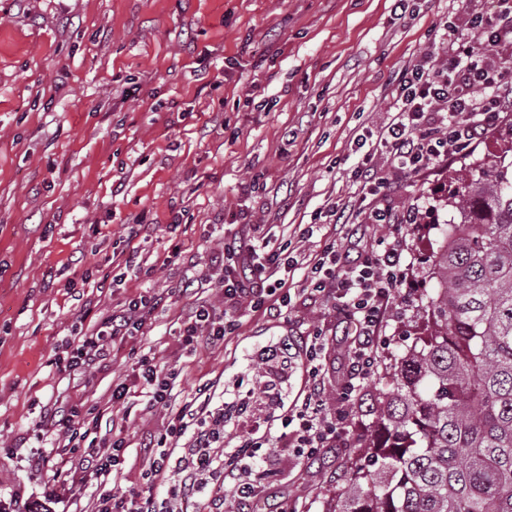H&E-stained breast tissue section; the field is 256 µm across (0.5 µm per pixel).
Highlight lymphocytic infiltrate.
Instances as JSON below:
<instances>
[{
  "instance_id": "lymphocytic-infiltrate-1",
  "label": "lymphocytic infiltrate",
  "mask_w": 512,
  "mask_h": 512,
  "mask_svg": "<svg viewBox=\"0 0 512 512\" xmlns=\"http://www.w3.org/2000/svg\"><path fill=\"white\" fill-rule=\"evenodd\" d=\"M442 40L448 53L439 62L425 59L399 73L390 119L374 133L376 150L361 156L352 170L363 194L378 195L388 185L376 168V153L385 154L393 172L411 178L497 130L504 109L512 108V71L507 68L512 62V0H497L490 15L467 14L464 25H448ZM415 220L409 212L369 207L364 221L374 229L370 243L344 249L331 243L303 263L253 243L214 256L212 266L224 271V306L204 301L191 306L179 330L184 344H222L244 305L281 316L292 302L288 279L299 270L310 295L332 299L342 331L352 339L343 372L331 379L324 364L330 340L324 328L314 327L297 346L305 376L300 394L275 418L257 416L230 430L224 408L235 404L237 395L216 394L205 382L190 400L177 402L175 369L140 359L131 382L113 385L111 401L124 403L137 387L146 409L166 412V426L149 437L142 470L150 485H167L168 496L157 501L105 490L96 497L97 512H174L178 500L193 503L196 512H224L231 505L245 510L277 472L274 444L302 459L343 447L349 403L374 374L386 342L383 331L410 266L398 233ZM169 301L164 290L128 300L60 356L63 371L89 379L111 358L116 344L141 335ZM35 427L45 438L28 455V467L52 470L53 484L37 496L0 499V512H58L59 504L82 499L91 480L120 473L128 446L124 428L107 419L100 405H52Z\"/></svg>"
}]
</instances>
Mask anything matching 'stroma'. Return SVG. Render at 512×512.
I'll list each match as a JSON object with an SVG mask.
<instances>
[{
  "instance_id": "stroma-1",
  "label": "stroma",
  "mask_w": 512,
  "mask_h": 512,
  "mask_svg": "<svg viewBox=\"0 0 512 512\" xmlns=\"http://www.w3.org/2000/svg\"><path fill=\"white\" fill-rule=\"evenodd\" d=\"M457 13L456 0H411L404 13L393 0H0V490L51 484V471L21 460L41 444L33 423L46 405L66 396L109 407L113 384L144 355L178 369V400L209 381L241 396L226 420L255 413L266 347L333 327L330 300L306 304L295 275L286 318L243 310L223 344L190 352L179 336L184 309L222 298L213 287L187 290L188 281L257 224L270 249L288 240L296 253H319L331 225L309 239L301 230L334 204H360L355 139L383 125L396 75L438 53ZM505 136L498 129L421 176L394 179L381 197L418 211L404 229L408 297L389 313L382 366L355 400L348 447L312 460L278 450L279 474L253 512L284 500L323 512L328 490L344 485L371 404L393 388L384 365L421 329L414 311L433 286L425 273L437 228L452 216L446 189L478 179L476 160L502 154ZM135 224L154 230L134 238ZM134 249L139 272L125 265ZM162 288L171 303L143 334L88 386L69 385L58 349ZM129 411L116 486L140 492L139 436L162 429L166 415L138 401Z\"/></svg>"
}]
</instances>
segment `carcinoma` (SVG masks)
<instances>
[{"label": "carcinoma", "mask_w": 512, "mask_h": 512, "mask_svg": "<svg viewBox=\"0 0 512 512\" xmlns=\"http://www.w3.org/2000/svg\"><path fill=\"white\" fill-rule=\"evenodd\" d=\"M512 163L453 189L424 332L325 512H512Z\"/></svg>", "instance_id": "carcinoma-1"}]
</instances>
